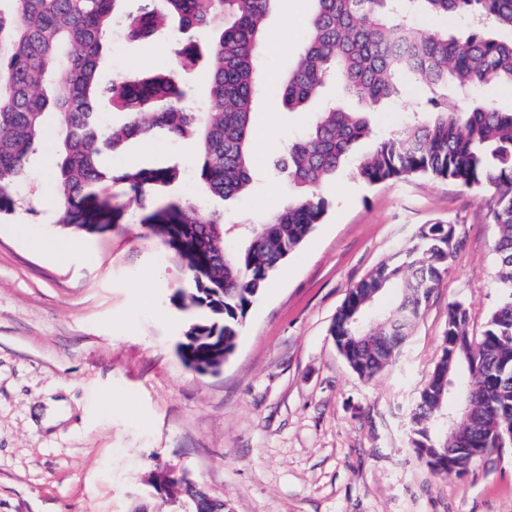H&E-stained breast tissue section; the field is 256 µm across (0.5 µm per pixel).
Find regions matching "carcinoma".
I'll list each match as a JSON object with an SVG mask.
<instances>
[{
	"label": "carcinoma",
	"mask_w": 512,
	"mask_h": 512,
	"mask_svg": "<svg viewBox=\"0 0 512 512\" xmlns=\"http://www.w3.org/2000/svg\"><path fill=\"white\" fill-rule=\"evenodd\" d=\"M11 2L12 11L0 9V215L17 206L45 126L54 123L59 223L100 235L125 223L129 208L141 210L140 223L191 275L192 289L175 291L173 301L210 312L188 327L179 348L195 370L233 352L239 325L270 276L322 222L328 202L319 187L347 160L355 159L357 176L369 184L428 176L494 190L499 303L478 337L467 332V307L449 303L440 359L408 414L414 452L434 474L452 466L464 472L490 451L512 423V110L485 101L462 109L457 92L512 85V0H314L297 65L282 79L284 109L307 110L333 80L370 106L396 101L414 80L426 89L424 107L358 157L357 144L373 135L368 112L326 105L313 113L274 163L298 194L230 249L224 215L210 203L238 197L254 182L252 110L264 24L276 0H147L137 8L130 0ZM416 15L453 16L467 36L423 32L408 22ZM117 23L132 42L177 25L176 67L102 81L106 39ZM203 28L215 32L204 53L196 39ZM203 58L210 73L205 112L187 106L191 90L176 72ZM102 102L112 109L109 121ZM155 134L193 142L197 163L115 169L107 162ZM188 179L198 187L192 202L177 195ZM454 249L448 225H424L412 247L349 289L330 334L360 377L371 380L391 365ZM389 288L397 289L391 307L368 319Z\"/></svg>",
	"instance_id": "cac0c4a2"
}]
</instances>
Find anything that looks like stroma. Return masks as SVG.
Masks as SVG:
<instances>
[{"instance_id": "obj_1", "label": "stroma", "mask_w": 512, "mask_h": 512, "mask_svg": "<svg viewBox=\"0 0 512 512\" xmlns=\"http://www.w3.org/2000/svg\"><path fill=\"white\" fill-rule=\"evenodd\" d=\"M313 0H277L262 70L275 73L254 103L255 185L213 201L228 225L261 223L296 188L267 168L311 122L280 108L278 78L297 61ZM109 76L172 65L161 37L113 33ZM376 107V132L403 128L423 99ZM59 157L47 129L25 186L33 204L0 217V512H171L153 476L189 472L228 512H512V447L477 459L465 476L433 474L409 449V410L438 362L448 305L464 302L481 335L493 285L494 198L415 176L370 185L347 165L322 195L324 221L270 277L233 353L214 372L177 353L190 318L171 302L187 271L130 209L104 236L64 229L50 198ZM179 158L191 145L164 136L113 157L117 167ZM451 224L448 272L394 363L360 378L329 328L348 290L414 243L422 225Z\"/></svg>"}]
</instances>
